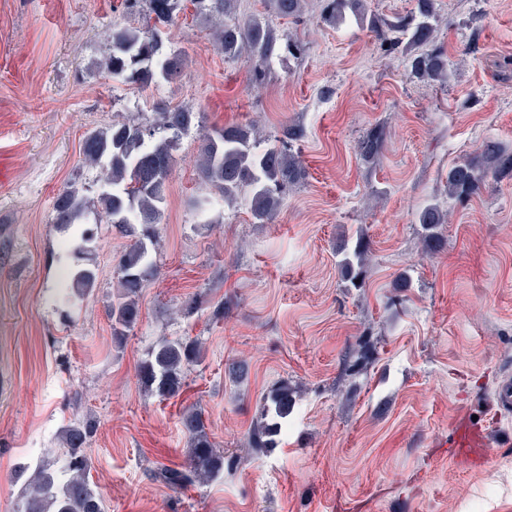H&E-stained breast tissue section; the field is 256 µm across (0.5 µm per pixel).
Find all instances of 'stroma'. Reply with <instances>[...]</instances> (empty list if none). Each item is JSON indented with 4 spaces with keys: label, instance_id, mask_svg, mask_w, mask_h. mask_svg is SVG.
Listing matches in <instances>:
<instances>
[{
    "label": "stroma",
    "instance_id": "35a3bbf8",
    "mask_svg": "<svg viewBox=\"0 0 512 512\" xmlns=\"http://www.w3.org/2000/svg\"><path fill=\"white\" fill-rule=\"evenodd\" d=\"M122 0H0V512H17L20 465L59 464L63 433L89 418L90 477L106 512H512V416L495 390L512 375V178L457 199L449 170L488 142L512 154V0H435L444 82L412 77L400 44L386 51L372 20L393 23L415 0H363L362 15L330 24L322 0L300 19L269 0H238L231 22L256 16L298 37L303 57L274 60L263 82L225 60L210 22L187 7L168 34L186 55L177 80L145 88L100 68ZM181 105L203 124L175 152L140 320L112 340V257L126 244L109 224L83 252L52 224L67 183L93 186L80 156L85 132ZM283 126L306 170L275 219L254 223L240 203L215 198L197 175L205 131ZM387 131L377 165L356 144ZM448 213L445 246L425 251L417 216ZM370 242L365 283L346 287L338 247ZM91 268L93 291L58 298L70 274ZM191 336L203 359L180 396L144 391L137 368L162 337ZM248 368L239 381L232 362ZM293 391L277 447L247 450L264 397ZM200 409L224 452L215 480L173 490L154 479L181 466L180 417ZM477 421L490 446L471 469L448 454L454 426Z\"/></svg>",
    "mask_w": 512,
    "mask_h": 512
}]
</instances>
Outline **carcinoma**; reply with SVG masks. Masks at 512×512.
Segmentation results:
<instances>
[{"instance_id": "1", "label": "carcinoma", "mask_w": 512, "mask_h": 512, "mask_svg": "<svg viewBox=\"0 0 512 512\" xmlns=\"http://www.w3.org/2000/svg\"><path fill=\"white\" fill-rule=\"evenodd\" d=\"M184 0H124L125 12L144 8L157 25H174ZM195 10L218 21L215 42L229 59L245 58L253 77L261 80L267 64L287 53L293 57L304 53L298 39H283L262 20L253 17L238 24H224L234 0H189ZM362 0H327L325 20L333 22L349 6L358 11ZM417 13L404 16L390 30L409 36L410 42L424 51L410 59V73L422 80L442 81L448 61L435 45L434 0H416ZM274 11L282 17H297L303 0H271ZM185 54L173 47L168 37L155 27L141 30L128 25L112 26V33L100 62L101 68L114 77L144 87L160 76L173 80L182 72ZM202 117L182 107H167L141 122H114L94 129L81 143L83 162L100 168V186L96 197L89 199L77 186L69 184L57 193L53 206V223L66 231L74 224L101 221L113 225L129 243L114 268L117 292L108 313L112 321V338L122 343L140 318L139 299L148 283L158 275L151 259L158 239L155 226L164 214L169 180L176 162L174 151L182 135L191 127L202 126ZM303 137V130L286 125L277 144L260 148L253 128L232 125L203 135L197 165L200 179L232 203L241 192L252 218L259 224L272 221L281 193L300 181L304 172L292 152V144ZM386 128L375 124L356 145L360 159L375 164L382 155ZM512 174V157L495 143L484 145L479 156L460 162L448 171V195L466 198L475 194L488 176ZM448 214L430 203L423 207L418 223L424 231V246L438 251L444 245L440 227ZM344 257L339 267L349 288L363 286L365 267L370 253L362 232L353 243H344ZM96 273L80 269L74 273L71 288L79 295L91 292ZM202 361L199 340L188 336L163 338L141 360L137 377L149 392L160 397L177 395L186 371ZM292 406V391L286 385L272 390L266 397L260 416L253 425L248 448L257 452L275 448L282 431V420ZM181 425L191 448L186 462L179 468L163 467L156 471L158 481L172 489H182L196 482H206L224 470V454L210 440L203 414L189 408ZM94 432L88 421L71 424L64 432L62 469L36 467L27 480L19 512H105L104 496L90 480L91 460L86 446Z\"/></svg>"}]
</instances>
